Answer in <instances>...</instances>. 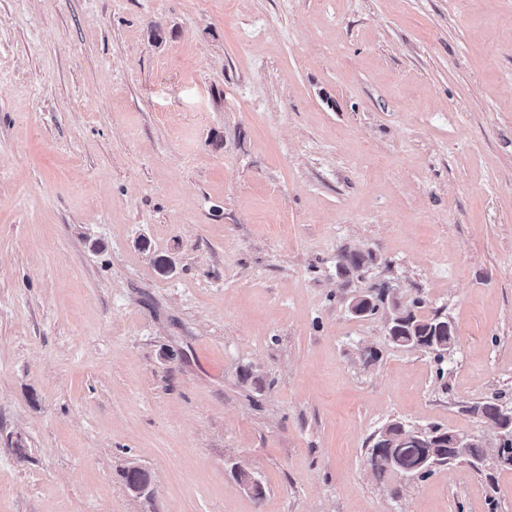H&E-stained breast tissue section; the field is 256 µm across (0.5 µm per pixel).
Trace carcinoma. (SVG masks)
Returning a JSON list of instances; mask_svg holds the SVG:
<instances>
[{"instance_id":"cac0c4a2","label":"carcinoma","mask_w":512,"mask_h":512,"mask_svg":"<svg viewBox=\"0 0 512 512\" xmlns=\"http://www.w3.org/2000/svg\"><path fill=\"white\" fill-rule=\"evenodd\" d=\"M378 300L389 301L390 309L394 310L391 334L388 340L397 346L426 349L442 358L450 351L456 336L448 335V319L436 312L427 317H419L408 310L387 291H382ZM409 433L400 422L386 424L377 434L372 445L368 463L371 469L383 475L385 473H410L424 478L430 474L425 468L424 461L430 460L438 464H448L460 459L471 462L484 459L485 451L480 443L475 441L464 448L448 447V432L433 428L406 437Z\"/></svg>"}]
</instances>
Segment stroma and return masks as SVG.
Masks as SVG:
<instances>
[{
	"label": "stroma",
	"instance_id": "obj_1",
	"mask_svg": "<svg viewBox=\"0 0 512 512\" xmlns=\"http://www.w3.org/2000/svg\"><path fill=\"white\" fill-rule=\"evenodd\" d=\"M382 288L444 360L351 313ZM493 398L512 0H0V512H512V466L367 462L494 453ZM389 300L390 311L394 310L391 334L386 333L388 340L397 346L426 349L435 352L441 359L456 343V335L448 336V319L436 312L427 317H419L412 310L402 307L400 302L383 290L378 300L384 303ZM410 432L414 433L397 421L389 422L381 429L368 458L374 472L383 475L399 471L425 478L432 472L423 464L427 458L430 464H448L460 459L476 462L484 459L485 451L479 442L469 443L463 448L469 440L465 436L448 434V431L433 428L407 438L406 434Z\"/></svg>",
	"mask_w": 512,
	"mask_h": 512
}]
</instances>
